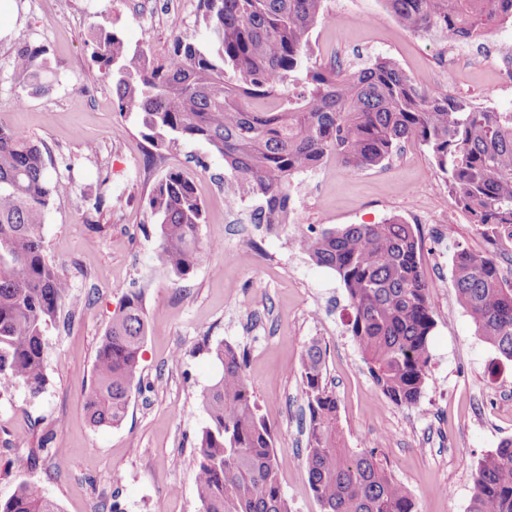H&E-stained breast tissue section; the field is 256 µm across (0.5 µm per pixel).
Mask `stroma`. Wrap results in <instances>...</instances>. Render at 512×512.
<instances>
[{"label":"stroma","mask_w":512,"mask_h":512,"mask_svg":"<svg viewBox=\"0 0 512 512\" xmlns=\"http://www.w3.org/2000/svg\"><path fill=\"white\" fill-rule=\"evenodd\" d=\"M135 0H0V126L19 129L48 149L60 200L43 229L46 255L70 283L76 317L45 336L46 376L37 395L19 383L0 388V502L27 484L61 512H202L196 496L194 443L206 425L203 391L219 374L209 349L224 342L245 355L244 375L260 412L275 430L280 482L292 512H321L303 469L309 412L301 376L304 348L319 339L326 380L336 396L348 447L376 451L392 476L415 495L417 512H468L479 461L512 439V362L475 333L452 286V256L468 249L492 257L512 275V241L451 211L444 174L427 149L407 142L371 170L346 172L325 161L295 179L294 210L276 232L251 224L256 206L236 189L224 161L201 140L154 149L140 116L119 112L112 83L94 64L93 36L105 28L131 47L166 53L175 34L205 42L199 0H159L148 17ZM327 17L312 30L308 53L325 65L342 58L357 69L395 61L414 84L435 80L478 107L512 110L496 45L512 47V30L473 43L418 35L392 18L384 0H326ZM47 48L60 66L51 96L26 98L13 79L17 49ZM472 53L470 67L448 73L439 57ZM174 167L192 179L207 222L192 273L171 274L157 257L147 199ZM112 198L98 216L90 200L100 182ZM400 216L421 243L432 284L435 326L428 376L417 405L399 407L371 379L347 329L344 290L335 273L292 245L296 234ZM141 291L148 329L141 350L143 383L116 426H95L84 409L102 336L128 290ZM68 451L67 466L41 452L43 440ZM447 495H438V488Z\"/></svg>","instance_id":"obj_1"}]
</instances>
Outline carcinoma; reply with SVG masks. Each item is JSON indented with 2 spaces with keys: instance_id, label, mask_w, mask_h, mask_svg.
<instances>
[{
  "instance_id": "carcinoma-1",
  "label": "carcinoma",
  "mask_w": 512,
  "mask_h": 512,
  "mask_svg": "<svg viewBox=\"0 0 512 512\" xmlns=\"http://www.w3.org/2000/svg\"><path fill=\"white\" fill-rule=\"evenodd\" d=\"M206 44L174 38L155 57L116 32L97 36L92 58L111 80L119 112H137L145 139L203 140L224 158L230 178L259 199L252 220L274 231L289 223L296 176L329 158L349 171L379 167L409 140L427 147L446 175L450 203L473 224L512 239V111L479 108L438 88L425 92L389 59L358 69L310 61L308 35L325 19V0H199ZM409 30L453 41L481 37L512 20V0H385ZM306 71L288 91L287 81ZM14 80L48 96L58 71L43 46L15 55ZM59 201L42 148L0 126V381L32 394L46 385L45 331L69 301V282L44 255L43 227ZM158 257L178 278L199 259L205 211L176 169L148 198ZM295 247L333 270L345 290L348 329L373 382L399 407L417 404L428 375L435 321L432 285L412 225L346 224L300 234ZM453 286L476 335L512 361V278L494 259L455 252ZM148 320L142 294L125 293L102 336L84 409L95 426L124 419ZM222 373L202 394L207 425L197 439L195 490L202 512H291L279 482L273 432L244 377L243 355L219 343ZM302 380L309 424L304 467L323 512H416L414 494L376 451L345 445L338 405L326 381L324 351L311 339ZM470 512H512V439L478 463ZM0 512H61L26 484Z\"/></svg>"
}]
</instances>
